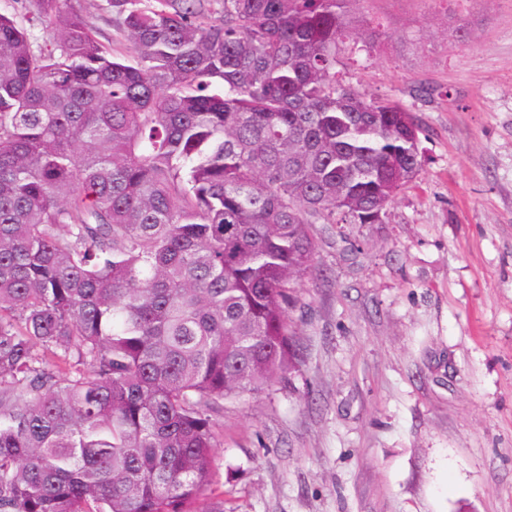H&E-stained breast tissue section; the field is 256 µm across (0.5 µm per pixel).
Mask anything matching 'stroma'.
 I'll use <instances>...</instances> for the list:
<instances>
[{"instance_id": "stroma-1", "label": "stroma", "mask_w": 512, "mask_h": 512, "mask_svg": "<svg viewBox=\"0 0 512 512\" xmlns=\"http://www.w3.org/2000/svg\"><path fill=\"white\" fill-rule=\"evenodd\" d=\"M66 7L126 52L110 0ZM350 27L337 78L413 113L422 165L384 223L321 235L298 363L225 400L209 500L512 512V0H358Z\"/></svg>"}]
</instances>
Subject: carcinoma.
<instances>
[{
    "instance_id": "obj_1",
    "label": "carcinoma",
    "mask_w": 512,
    "mask_h": 512,
    "mask_svg": "<svg viewBox=\"0 0 512 512\" xmlns=\"http://www.w3.org/2000/svg\"><path fill=\"white\" fill-rule=\"evenodd\" d=\"M64 2L0 14V512H209L315 225L386 213L422 129L336 78L359 0H110L126 55ZM0 12L15 14L17 19L25 24L33 37L39 43H45L52 40L45 24L35 23L33 26L32 23L29 25V23L26 22V20L33 16L34 13L31 0H0Z\"/></svg>"
}]
</instances>
